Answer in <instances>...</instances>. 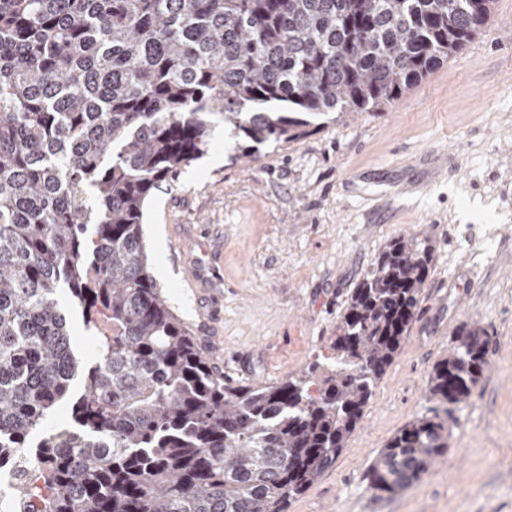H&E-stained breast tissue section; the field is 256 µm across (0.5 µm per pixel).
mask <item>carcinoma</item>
Returning a JSON list of instances; mask_svg holds the SVG:
<instances>
[{
    "label": "carcinoma",
    "instance_id": "cac0c4a2",
    "mask_svg": "<svg viewBox=\"0 0 512 512\" xmlns=\"http://www.w3.org/2000/svg\"><path fill=\"white\" fill-rule=\"evenodd\" d=\"M0 0V436L48 433L42 512H288L331 467L396 353L433 245L391 240L354 289L333 355L272 386L224 382L149 271L154 187L309 118L383 112L459 51L495 0ZM99 337L75 356L60 295ZM464 327L426 413L371 464L395 494L448 452L488 368ZM81 379V390L73 388Z\"/></svg>",
    "mask_w": 512,
    "mask_h": 512
}]
</instances>
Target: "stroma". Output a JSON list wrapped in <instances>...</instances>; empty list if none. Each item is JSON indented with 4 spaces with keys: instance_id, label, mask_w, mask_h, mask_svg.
Returning <instances> with one entry per match:
<instances>
[{
    "instance_id": "stroma-1",
    "label": "stroma",
    "mask_w": 512,
    "mask_h": 512,
    "mask_svg": "<svg viewBox=\"0 0 512 512\" xmlns=\"http://www.w3.org/2000/svg\"><path fill=\"white\" fill-rule=\"evenodd\" d=\"M199 160L154 190L144 231L169 306L232 383L273 384L329 354L389 240L430 239V274L346 448L288 512H512V0L387 111L314 124L239 158L211 118ZM489 367L448 454L395 496L368 470L422 416L463 324Z\"/></svg>"
}]
</instances>
